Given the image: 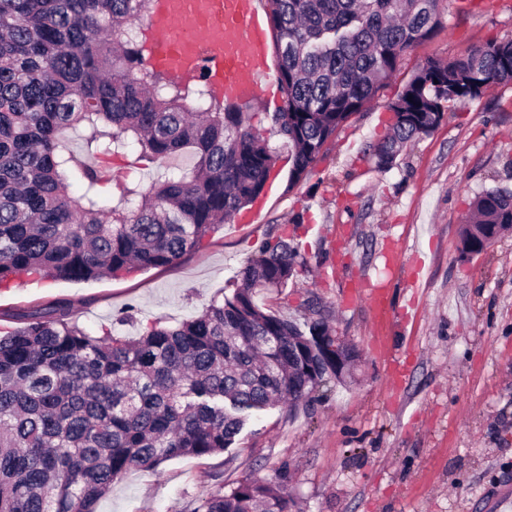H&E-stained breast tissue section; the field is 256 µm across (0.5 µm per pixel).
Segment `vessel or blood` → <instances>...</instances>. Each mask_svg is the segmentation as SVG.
Returning a JSON list of instances; mask_svg holds the SVG:
<instances>
[{
	"mask_svg": "<svg viewBox=\"0 0 512 512\" xmlns=\"http://www.w3.org/2000/svg\"><path fill=\"white\" fill-rule=\"evenodd\" d=\"M149 64L177 80L206 77L227 100H275L279 92L268 73L269 41L261 0H153L145 22ZM376 319L388 309L384 289L371 280L357 283Z\"/></svg>",
	"mask_w": 512,
	"mask_h": 512,
	"instance_id": "obj_1",
	"label": "vessel or blood"
}]
</instances>
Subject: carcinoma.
I'll list each match as a JSON object with an SVG mask.
<instances>
[{
  "label": "carcinoma",
  "instance_id": "cac0c4a2",
  "mask_svg": "<svg viewBox=\"0 0 512 512\" xmlns=\"http://www.w3.org/2000/svg\"><path fill=\"white\" fill-rule=\"evenodd\" d=\"M452 0H266L282 105L268 118L288 143L291 178L310 172L336 130L363 111L402 55L433 36ZM151 0H0V286L19 274L85 281L165 267L263 194L278 154L246 106L208 83L177 84L145 62L140 22ZM512 82V40L454 61L430 60L388 109L377 167L432 132L445 114ZM122 155L152 182L101 195L93 166ZM190 153L189 169L171 165ZM461 252L512 228V190L471 203ZM304 264L270 236L229 295L169 327L130 339L93 335L64 301L0 336V512H95L130 470L233 447L253 413L297 405L336 378L304 325L256 302ZM280 485L245 481L195 500L191 512H292Z\"/></svg>",
  "mask_w": 512,
  "mask_h": 512
}]
</instances>
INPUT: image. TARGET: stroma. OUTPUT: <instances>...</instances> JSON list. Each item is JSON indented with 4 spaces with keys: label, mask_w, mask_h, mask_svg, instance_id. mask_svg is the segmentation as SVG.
<instances>
[{
    "label": "stroma",
    "mask_w": 512,
    "mask_h": 512,
    "mask_svg": "<svg viewBox=\"0 0 512 512\" xmlns=\"http://www.w3.org/2000/svg\"><path fill=\"white\" fill-rule=\"evenodd\" d=\"M492 39H512V0L488 11L459 0L302 181L291 182L280 158L278 179L249 216L174 264L89 281L20 275L0 288L1 313L63 299L91 333L137 337L157 318L201 314L262 240L284 232L306 265L258 303L298 320L320 312L356 349L350 386L254 415L230 451L128 471L96 512H185L199 496L282 470L298 512H485L487 499L512 489V231L481 254L460 253L471 199L512 188V83L446 114L390 169L372 159L388 106L415 68ZM365 274L386 286V329L353 295Z\"/></svg>",
    "instance_id": "stroma-1"
}]
</instances>
